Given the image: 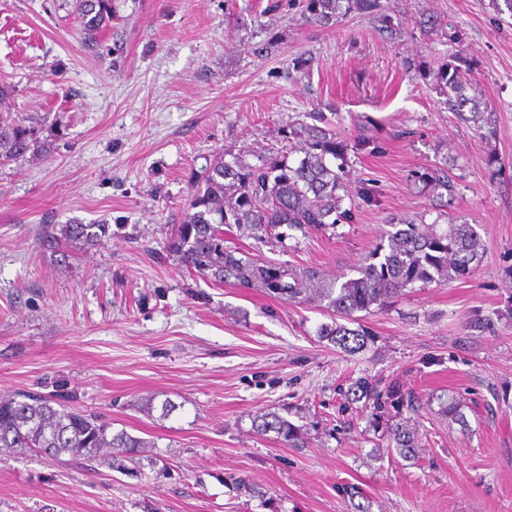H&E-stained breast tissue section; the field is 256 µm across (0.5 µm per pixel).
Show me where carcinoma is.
<instances>
[{
	"label": "carcinoma",
	"instance_id": "cac0c4a2",
	"mask_svg": "<svg viewBox=\"0 0 512 512\" xmlns=\"http://www.w3.org/2000/svg\"><path fill=\"white\" fill-rule=\"evenodd\" d=\"M347 8L368 10L379 0H302L306 21L324 27L336 24ZM75 12L86 39H97L104 22L112 17V0H75ZM438 75L448 87L443 105L463 123L488 122L480 111L478 90L456 67L445 62ZM320 124L290 123L284 129L288 140H299L304 157L295 165L285 155L260 158L251 165L236 157L232 162L219 159L194 175L193 193L180 221L175 225L168 248L181 264L203 276L224 283L233 281L245 287L294 303L318 299L336 312L339 320L324 324L318 335L340 350L357 353L370 341L361 327L354 328V314L372 306L385 308L406 288H426L441 280L465 279L480 260V235L471 224L452 221L418 224L405 220L385 232L387 245L377 246L356 269L357 276L324 283L313 270L259 262L238 257L224 247V226L235 225L257 239L279 241L282 227L302 234L349 223L353 212L342 208L345 189L343 148L336 132L324 118ZM37 130L20 122L0 120V165L23 157L36 142ZM341 163L334 166L331 159ZM415 180L431 186L443 205L455 200L457 183L448 170L439 168L415 173ZM109 236L107 224H64L60 234L41 236L44 250L64 262L71 258L68 247L82 242L95 246ZM377 405L396 410L405 406L404 397L389 390L385 397L374 395ZM259 434L273 432L282 440H296L297 427L277 413L254 417ZM398 454L415 451V432L401 419L391 428ZM147 442L124 430L112 432V424L80 410L54 406V401L34 394L18 393L0 398V449L62 455L111 465L119 458L133 459Z\"/></svg>",
	"mask_w": 512,
	"mask_h": 512
}]
</instances>
